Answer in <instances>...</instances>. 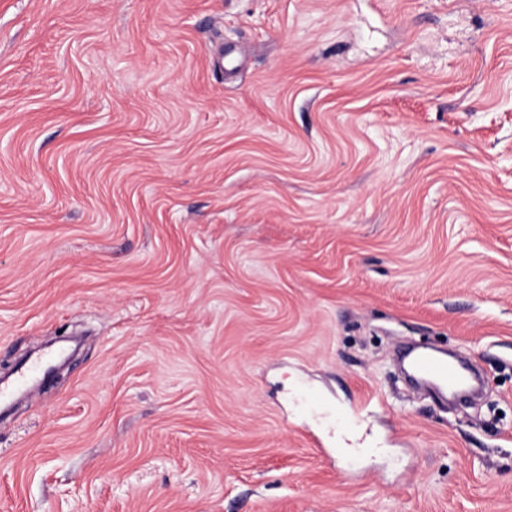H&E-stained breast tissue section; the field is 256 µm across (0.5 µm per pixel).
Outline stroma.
<instances>
[{"mask_svg": "<svg viewBox=\"0 0 512 512\" xmlns=\"http://www.w3.org/2000/svg\"><path fill=\"white\" fill-rule=\"evenodd\" d=\"M70 336L0 512H512V0H0V375ZM411 357L415 373L422 379L432 382L437 388L448 389L458 386L463 381V375L448 358L430 352H416Z\"/></svg>", "mask_w": 512, "mask_h": 512, "instance_id": "35a3bbf8", "label": "stroma"}]
</instances>
